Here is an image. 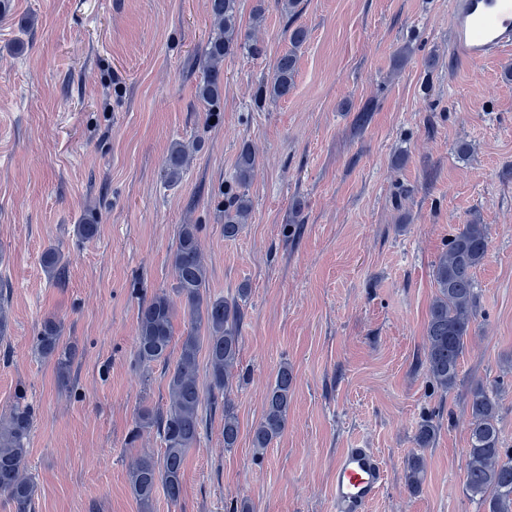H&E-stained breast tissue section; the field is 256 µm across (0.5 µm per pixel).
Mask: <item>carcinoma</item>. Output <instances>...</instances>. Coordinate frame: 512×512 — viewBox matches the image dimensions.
<instances>
[{
  "mask_svg": "<svg viewBox=\"0 0 512 512\" xmlns=\"http://www.w3.org/2000/svg\"><path fill=\"white\" fill-rule=\"evenodd\" d=\"M215 32L207 43L201 65V78L196 96L211 110H216L224 94V59L239 49L254 56L265 52L263 45L242 34L238 22L237 0H208ZM307 30L296 26L288 30L291 49L276 59L273 78L260 86L254 100L261 107L266 100L284 99L294 88L297 50L307 41ZM189 163L185 144L174 142L164 159L168 183L176 184ZM257 166L255 152L247 144L238 153L232 178L224 186V238L234 239L249 222L252 202L247 194ZM487 226L470 219L448 242L438 257L434 279L438 293L428 313L426 325V372L433 384L444 392L459 382L460 359L467 337L476 320L477 288L475 272L488 253ZM62 254L50 247L42 255L46 270L57 274ZM174 271L176 296L190 315V327L184 336L180 353L170 362L173 340L174 304L164 291L156 292L138 305L136 363L149 366L161 363L168 371L169 404L145 409L137 417L135 428L154 427L164 445L163 455L156 461L138 459L131 471V490L143 512H151L157 488H163L168 500L175 503L182 493L185 459L206 424L203 409L224 407V448L236 447L239 424L226 392L239 376L238 355L243 320L241 302L249 294L243 285L237 298H212L206 268L198 241V226L181 225L175 248L170 254ZM34 351L42 359L54 363L67 375L76 357V347L66 343L62 324L47 317L33 340ZM206 350L209 362V384L199 380V353ZM292 395V372L283 365L270 387L261 420L253 431L254 455L260 457L269 445L283 434L288 424V408ZM469 446L465 450V489L477 499L485 512H512V454L503 448L499 428L497 389L478 383L470 390ZM33 426L30 408L15 404L0 422V495L7 497L12 512H32L36 494L33 480L24 476L27 442ZM424 471L423 460H408L406 484L417 492Z\"/></svg>",
  "mask_w": 512,
  "mask_h": 512,
  "instance_id": "1",
  "label": "carcinoma"
}]
</instances>
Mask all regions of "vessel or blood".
Returning a JSON list of instances; mask_svg holds the SVG:
<instances>
[{"label":"vessel or blood","instance_id":"obj_1","mask_svg":"<svg viewBox=\"0 0 512 512\" xmlns=\"http://www.w3.org/2000/svg\"><path fill=\"white\" fill-rule=\"evenodd\" d=\"M449 48L455 58L471 64L512 50V0H455ZM385 484L373 449H343L331 488L335 512H365Z\"/></svg>","mask_w":512,"mask_h":512}]
</instances>
